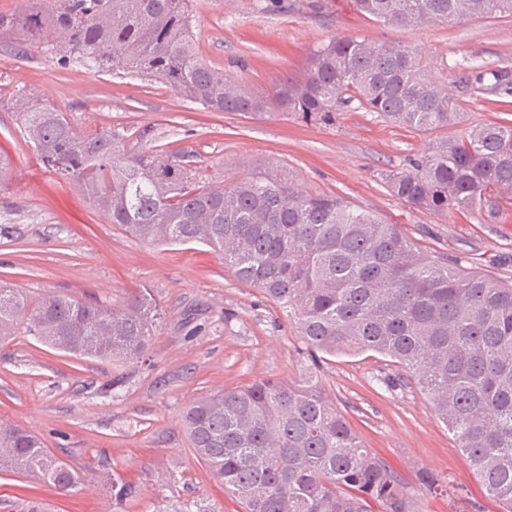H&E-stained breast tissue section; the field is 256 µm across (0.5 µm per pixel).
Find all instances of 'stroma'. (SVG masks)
Listing matches in <instances>:
<instances>
[{
    "label": "stroma",
    "instance_id": "1",
    "mask_svg": "<svg viewBox=\"0 0 512 512\" xmlns=\"http://www.w3.org/2000/svg\"><path fill=\"white\" fill-rule=\"evenodd\" d=\"M193 31L207 61L268 94L300 79L311 50L333 37L408 41L455 95L461 65L512 72L510 17L405 33L361 15L352 0H197ZM20 90L60 107L78 129L115 128L131 141L185 152L206 181L271 169L304 191L342 197L401 225L434 255H468L512 279V194L497 199L499 219L487 223L416 210L385 181L432 139L512 120V93L463 95L461 124L434 132L399 128L356 107L329 127L294 115L212 112L158 83L65 67L43 52L18 58L0 43V98ZM0 149L11 158L0 176V280L32 296L115 308L147 288L163 312L144 356L127 363L71 356L32 336L0 344V420L37 434L80 477L62 495L2 473L0 512H244L195 456L182 413L198 396L258 379L295 381L311 370L367 447L400 475L415 512H502L425 394L399 383L398 368L364 354L315 357L287 309L239 282L208 247H154L126 235L76 184L42 165L7 105ZM388 378L396 387L385 386ZM424 473L439 490L421 484ZM115 477L136 487L135 498L115 503Z\"/></svg>",
    "mask_w": 512,
    "mask_h": 512
}]
</instances>
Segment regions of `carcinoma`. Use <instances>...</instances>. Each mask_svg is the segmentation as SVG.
<instances>
[{
    "instance_id": "obj_1",
    "label": "carcinoma",
    "mask_w": 512,
    "mask_h": 512,
    "mask_svg": "<svg viewBox=\"0 0 512 512\" xmlns=\"http://www.w3.org/2000/svg\"><path fill=\"white\" fill-rule=\"evenodd\" d=\"M194 0H20L0 34L65 67L138 76L212 112L299 115L331 126L353 102L417 131L460 123L463 101L436 82L418 49L337 37L314 48L298 81L256 94L207 62ZM396 29L512 17V0H353ZM462 89L509 93L512 75L464 67ZM493 83L485 85L486 75ZM24 138L42 163L78 184L126 234L151 246L203 244L241 282L288 308L317 352L378 354L407 372L457 441L487 495L512 512V281L425 252L399 225L292 178L252 173L212 185L178 150L131 146L115 129L80 132L31 92L14 97ZM399 200L439 216L487 215L512 191V122L428 143L391 172ZM160 323L137 289L121 309L71 296L31 297L0 283V339L25 329L41 343L102 362L143 356ZM192 448L245 512H414L398 474L350 427L316 377L262 379L203 395L183 417ZM69 491L77 471L36 434L0 422V472Z\"/></svg>"
}]
</instances>
